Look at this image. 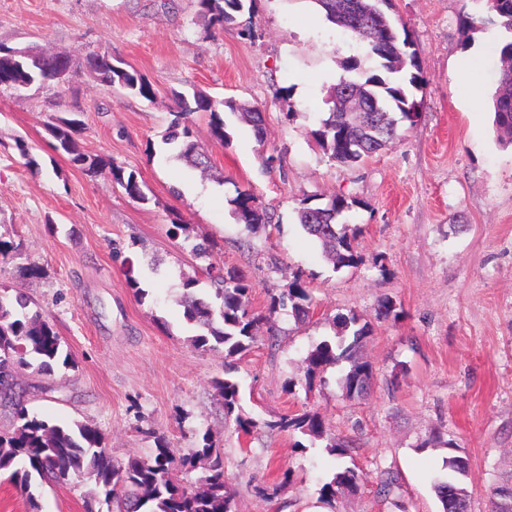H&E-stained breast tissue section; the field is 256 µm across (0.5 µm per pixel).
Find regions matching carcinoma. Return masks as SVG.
Segmentation results:
<instances>
[{
  "label": "carcinoma",
  "instance_id": "carcinoma-1",
  "mask_svg": "<svg viewBox=\"0 0 512 512\" xmlns=\"http://www.w3.org/2000/svg\"><path fill=\"white\" fill-rule=\"evenodd\" d=\"M483 9L494 15L505 39L499 48L502 66L498 89L493 98L494 125L499 141L512 145V0H478ZM201 14L208 19L209 30H224L235 24L251 9L247 0H198ZM324 11L327 21L365 43L367 53L378 60L371 73L360 70L354 58L343 62L350 76L340 80L328 94L327 116L320 119L318 128L309 132L320 150L334 162L354 167L365 159L396 144L401 128L418 122L410 100L412 90L426 83L416 50L408 32H400L396 20H383L371 10L369 0H315ZM91 70L87 74L104 85L117 86L126 93L151 100L155 96L152 84L135 70L112 64V56L95 52L88 54ZM60 62L59 57L46 59L43 67L30 69L21 66L11 55V49L0 47V85L26 89L51 80L48 70ZM177 111L163 136V143L172 157L191 169H205L210 155L195 139L190 116L197 112L209 114L211 136L223 143L229 139L224 113L256 125L261 111L233 99L215 100L203 91L193 93L189 100L175 94ZM81 121L65 117L49 126L56 141L55 149L69 156L75 165L93 170L107 165L102 158L87 155L76 134ZM113 178L129 198L148 200L144 184L134 173L112 170ZM232 213L248 228L269 223L265 208L257 204L253 194L236 190L229 199ZM356 204L343 195L328 198L323 205L312 206L308 199L301 201L298 221L303 231L321 246L322 251L337 269L354 268L360 255L341 224L344 213ZM206 275L219 303L214 305L195 295L199 280L183 282V317L194 334L190 344L204 350L224 352V361L243 356L257 341L256 329L262 317L250 304L249 286L243 277L225 274L214 266ZM272 308H291L295 321L308 320L309 296L300 281L292 282L278 295L270 297ZM28 301L22 293L0 291V398L12 399L16 386V371L34 367L51 374L58 366L72 368L75 361L64 350L62 338L53 324L40 312H27ZM334 339L316 345L307 355L305 380L310 384L329 365L349 363V370L340 378L343 395L352 399L368 393L373 379L372 366L359 357L360 348L374 335L375 326L364 316L352 312L334 318ZM224 370V377L213 381L224 399V416L234 418L236 429L253 434L259 423L245 415L240 404V385ZM14 406V428L0 432V472H10V479L19 485L29 506V512H40L32 491V481L46 484L64 483L71 479L87 478L94 488L85 500V512H234V497L226 487L224 457L210 431L202 434V444L189 457L178 456L164 441H159L153 456L131 458L124 464H114L108 456L104 437L95 428L79 421L58 425L29 412L17 400ZM269 429H290L312 440L329 439L327 451L340 459L353 449V442L329 436L328 425L316 412L304 410L292 417H283L266 424ZM420 448L448 449L441 470L432 479L441 512H471L472 495L465 482L469 472L468 458L459 454L453 439L444 438L437 429L418 444ZM208 462V474L201 486L187 488L176 482L175 472L193 467L194 461ZM358 474L345 467L321 488V495L333 500L343 490L358 488ZM488 512H512V477L496 480L488 492Z\"/></svg>",
  "mask_w": 512,
  "mask_h": 512
}]
</instances>
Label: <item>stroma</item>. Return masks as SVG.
<instances>
[{"mask_svg":"<svg viewBox=\"0 0 512 512\" xmlns=\"http://www.w3.org/2000/svg\"><path fill=\"white\" fill-rule=\"evenodd\" d=\"M393 4L426 76L414 94L420 118L393 147L347 168L306 132L327 112L342 61L357 58L366 71L376 61L324 21L315 0H253L251 40L235 25L208 36L198 0H0V46L72 62L63 88L0 85V239L20 246L0 263V289L23 292L76 362L50 375L20 373L31 413L97 428L118 464L151 455L161 439L191 455L211 429L238 512H440L431 473L447 451L420 443L443 429L469 459L472 512H486L492 474L512 473V148L493 127L498 27L462 32L472 0ZM90 51L135 68L154 99L94 82L83 70ZM469 69L483 89L478 112L459 78ZM197 90L262 113L258 135L227 117L224 146L208 116L193 115L211 155L204 172L168 159L162 142L175 93ZM59 116L81 121L82 148L106 167L88 172L55 150L48 126ZM116 169L136 173L147 202L127 197ZM240 188L270 211L271 224L250 230L236 219L227 200ZM335 194L356 201L345 215L361 256L355 268L334 269L298 223L303 198L319 205ZM177 223L186 234H174ZM189 235L207 238L211 253L195 257ZM33 263L40 277L27 276ZM212 264L244 276L253 309L274 328L234 363L243 410L260 423L248 436L225 419L212 385L224 374L223 352L188 343L178 304L189 277L210 295ZM297 277L311 298L304 325L269 309L271 295ZM387 300L399 317L377 321L362 350L375 372L368 394L343 397L342 365L306 383L305 358L333 339V317L374 318ZM305 408L353 441L350 456L271 429ZM346 466L358 490L327 503L321 486ZM385 468L399 488L383 498ZM285 469L290 479L274 499L255 495L256 484ZM90 488L73 480L45 488L38 502L42 512H84Z\"/></svg>","mask_w":512,"mask_h":512,"instance_id":"1","label":"stroma"}]
</instances>
